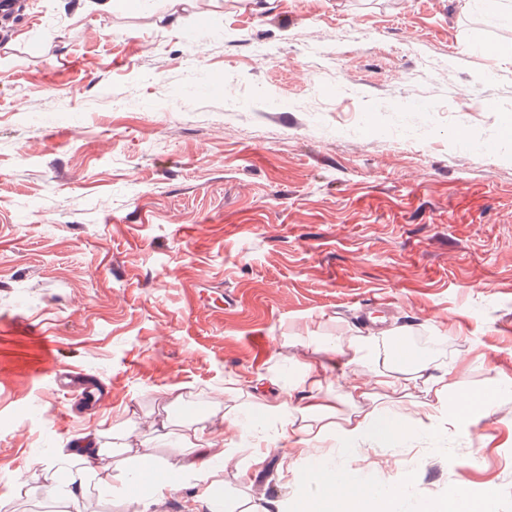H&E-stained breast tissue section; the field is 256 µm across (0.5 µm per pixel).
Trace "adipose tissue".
<instances>
[{
	"instance_id": "obj_1",
	"label": "adipose tissue",
	"mask_w": 512,
	"mask_h": 512,
	"mask_svg": "<svg viewBox=\"0 0 512 512\" xmlns=\"http://www.w3.org/2000/svg\"><path fill=\"white\" fill-rule=\"evenodd\" d=\"M393 331L385 330L367 336H339L324 341L329 352L328 365L310 366L301 370L295 384L304 391L303 397L290 404L280 400L265 404V414L278 418L277 437L292 440L306 434L316 442L334 440L331 452L319 455L311 465L301 471L304 482L315 483L320 494L317 512H397L398 503L409 494L412 483L402 477L389 488H375L362 479H354L349 490L356 499L354 507L343 509L333 489V478L337 471L336 459L348 455L361 443L387 444L409 442L433 436L436 425L445 417L470 420L489 410L511 388L501 382L492 381L480 394H473L461 380L457 367L444 366L431 370L429 361L413 355H400ZM341 367L342 384L339 391H332L329 383V367ZM428 384L433 400L411 403L405 409L388 407L372 409L366 413L340 415L337 404L343 400L360 401L375 396L377 391H392L408 394L417 382ZM182 445L196 449L199 463L180 465L161 464L153 457H135L123 480L124 485L149 484L151 492L139 500L140 512H153L173 486L166 476L193 473L198 487L193 498L186 502V512H230L221 487L220 460L236 454V445L216 447L213 440L203 438L201 432L183 435ZM43 472L51 476L45 487V497L57 502L77 499L88 483L108 488L113 482L109 468L95 469L76 466L59 471L58 460L49 457L42 462Z\"/></svg>"
}]
</instances>
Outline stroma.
Segmentation results:
<instances>
[{"mask_svg":"<svg viewBox=\"0 0 512 512\" xmlns=\"http://www.w3.org/2000/svg\"><path fill=\"white\" fill-rule=\"evenodd\" d=\"M490 44L512 22L480 0H24L0 47V512H54L42 458L92 437L117 475L127 448L177 462L151 419L218 437L261 411L226 388L322 362L316 336L394 329L470 389L512 383V57ZM43 338L103 401L54 388ZM314 452L224 459L223 491L310 512ZM343 463L409 472L401 512L458 485L512 512V397Z\"/></svg>","mask_w":512,"mask_h":512,"instance_id":"1","label":"stroma"}]
</instances>
